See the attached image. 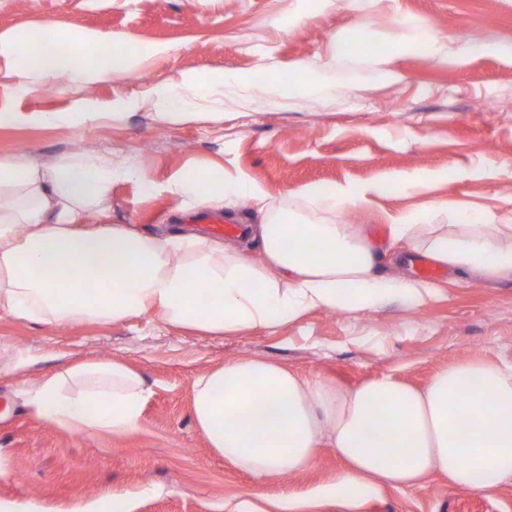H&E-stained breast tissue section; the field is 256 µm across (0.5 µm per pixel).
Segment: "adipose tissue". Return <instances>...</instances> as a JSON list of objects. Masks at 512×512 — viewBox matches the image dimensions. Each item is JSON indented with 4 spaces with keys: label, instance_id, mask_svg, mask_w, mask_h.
<instances>
[{
    "label": "adipose tissue",
    "instance_id": "1",
    "mask_svg": "<svg viewBox=\"0 0 512 512\" xmlns=\"http://www.w3.org/2000/svg\"><path fill=\"white\" fill-rule=\"evenodd\" d=\"M22 60L47 82L111 80L138 72L146 48L106 35H70L59 22L39 35L0 38V55ZM113 173L94 157L51 167L0 158V309L39 322L121 321L150 311L165 322L224 335L287 325L313 309L356 314L399 300L421 305L440 290L414 277L380 276L366 229L337 224V210L364 190L306 187L307 217L270 211L252 194L260 223L244 227L262 263L239 247L192 233L129 224L83 228L101 210ZM210 174L176 177L169 192L223 208L241 180L213 189ZM392 244L486 279H512V224L462 209L454 224L388 216ZM195 422L208 445L256 484L309 470L318 449L345 467L331 488L345 507L379 481L415 487L431 474L451 486L491 491L512 484V363L465 360L416 388L389 377L344 389L266 360L225 362L194 382ZM147 389L124 361L80 363L24 392L39 417L69 430H138Z\"/></svg>",
    "mask_w": 512,
    "mask_h": 512
}]
</instances>
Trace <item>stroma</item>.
I'll list each match as a JSON object with an SVG mask.
<instances>
[{"mask_svg": "<svg viewBox=\"0 0 512 512\" xmlns=\"http://www.w3.org/2000/svg\"><path fill=\"white\" fill-rule=\"evenodd\" d=\"M58 21L75 35L103 34L149 48L138 76L79 86L26 75L0 56V157L48 166L79 144L119 168L105 213L86 223L172 229L190 204L170 194L177 174L205 170L245 179L272 206L299 189L368 187V201L337 211L389 245L385 215L453 223L463 206L512 224V0H0V34ZM427 23L435 44L415 43ZM352 49L343 54L339 40ZM402 49L381 62L366 44ZM458 52L440 62L449 46ZM313 71L315 90L282 97L257 91L264 72L281 80ZM207 75L188 93L191 117L157 119L161 94ZM91 118L78 120L79 112ZM155 184L146 193L141 176ZM416 180V189H399ZM440 298L391 303L358 314L315 309L276 329L212 336L153 314L119 322L40 323L0 310V502L28 512H72L109 492L131 512H267L289 492L312 494L308 512H512V485L484 493L434 476L421 487L364 489L354 510L329 487L342 467L321 449L312 468L267 483L209 448L193 411V383L232 359L256 358L345 388L391 375L426 384L441 368L483 358L512 361V280L446 271ZM121 358L143 376L148 397L139 433L67 430L36 416L21 392L83 361Z\"/></svg>", "mask_w": 512, "mask_h": 512, "instance_id": "1", "label": "stroma"}]
</instances>
